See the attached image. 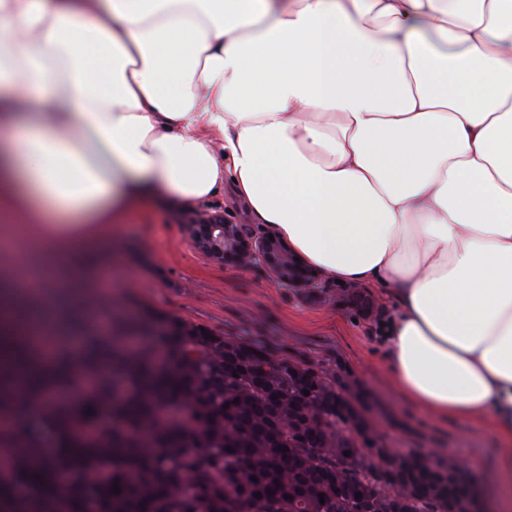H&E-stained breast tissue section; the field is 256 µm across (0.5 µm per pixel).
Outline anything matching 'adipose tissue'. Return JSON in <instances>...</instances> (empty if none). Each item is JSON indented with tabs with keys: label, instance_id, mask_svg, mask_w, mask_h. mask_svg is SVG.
<instances>
[{
	"label": "adipose tissue",
	"instance_id": "adipose-tissue-1",
	"mask_svg": "<svg viewBox=\"0 0 512 512\" xmlns=\"http://www.w3.org/2000/svg\"><path fill=\"white\" fill-rule=\"evenodd\" d=\"M231 186L393 303L397 387L497 438L512 512V0H0V284L68 299L136 205Z\"/></svg>",
	"mask_w": 512,
	"mask_h": 512
}]
</instances>
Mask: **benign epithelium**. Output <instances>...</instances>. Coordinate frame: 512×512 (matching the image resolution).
I'll return each mask as SVG.
<instances>
[{
    "instance_id": "obj_1",
    "label": "benign epithelium",
    "mask_w": 512,
    "mask_h": 512,
    "mask_svg": "<svg viewBox=\"0 0 512 512\" xmlns=\"http://www.w3.org/2000/svg\"><path fill=\"white\" fill-rule=\"evenodd\" d=\"M192 242L202 250L214 253L216 259L236 266L264 265L276 278L313 291L319 287L318 276L301 262L278 239L267 233L246 232L221 216H202L188 228Z\"/></svg>"
}]
</instances>
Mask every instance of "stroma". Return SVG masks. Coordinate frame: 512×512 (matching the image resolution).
<instances>
[{
  "instance_id": "1",
  "label": "stroma",
  "mask_w": 512,
  "mask_h": 512,
  "mask_svg": "<svg viewBox=\"0 0 512 512\" xmlns=\"http://www.w3.org/2000/svg\"><path fill=\"white\" fill-rule=\"evenodd\" d=\"M202 214L250 221L244 205L225 191L191 208L128 214L121 255L103 252L104 269L122 282L111 291L113 306L129 315L175 317L289 361L336 371L344 394L370 407L390 447L439 449L449 461L467 464L483 488L494 485L497 445L488 420L432 418L396 389L379 327L393 315L389 303L368 288L370 306L364 309L334 282L308 293L278 281L263 265L217 261L187 233Z\"/></svg>"
}]
</instances>
